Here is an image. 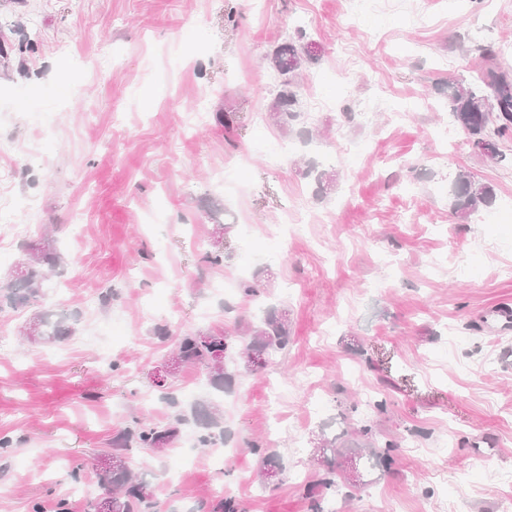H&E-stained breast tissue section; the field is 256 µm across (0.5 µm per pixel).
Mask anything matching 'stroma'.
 Masks as SVG:
<instances>
[{"label":"stroma","instance_id":"obj_1","mask_svg":"<svg viewBox=\"0 0 512 512\" xmlns=\"http://www.w3.org/2000/svg\"><path fill=\"white\" fill-rule=\"evenodd\" d=\"M301 17L316 48L285 130L270 57ZM0 40L27 47L0 59V205L11 223L41 219L0 239V282L42 234L63 259L40 306L0 302V512H85L73 469L107 496L120 433L199 399L221 404L239 456L217 471L191 424L174 442L192 459L182 479L173 452L135 450L156 512H202L218 483L247 512H311L324 437L345 465L323 512H512V330L486 323L512 307V136L494 160L461 131L438 138L448 82L471 80L481 47L512 71V0H380L353 24L341 0H0ZM201 102L203 124L184 128ZM229 110L240 132L216 121ZM273 138L295 148L275 169L261 159ZM340 142L368 144L358 168L325 160ZM245 151L239 191L224 190ZM311 165L334 173L331 191ZM462 171L496 194L463 216L448 202ZM216 224L230 227L218 267L202 260ZM239 273L260 297L215 293ZM272 307L291 338L266 368L222 393L193 366L153 384L175 335ZM40 308L73 335L22 340ZM363 424L395 442L391 466L360 450ZM255 443L279 454L281 481L258 480Z\"/></svg>","mask_w":512,"mask_h":512}]
</instances>
